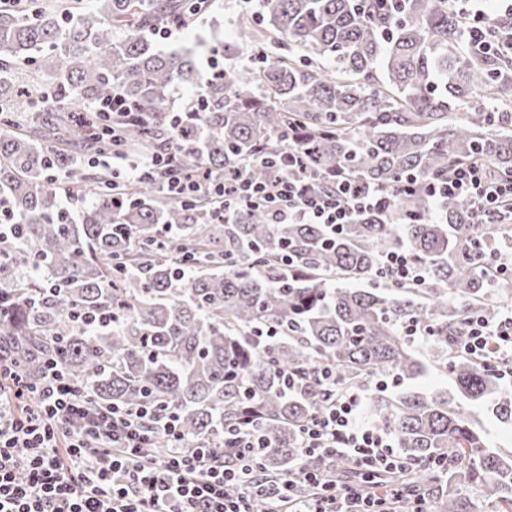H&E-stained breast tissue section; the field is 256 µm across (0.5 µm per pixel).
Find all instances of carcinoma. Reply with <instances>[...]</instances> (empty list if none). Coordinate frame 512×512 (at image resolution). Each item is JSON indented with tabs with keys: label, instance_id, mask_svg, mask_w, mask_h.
<instances>
[{
	"label": "carcinoma",
	"instance_id": "cac0c4a2",
	"mask_svg": "<svg viewBox=\"0 0 512 512\" xmlns=\"http://www.w3.org/2000/svg\"><path fill=\"white\" fill-rule=\"evenodd\" d=\"M205 2L23 0L0 10V209L12 224L0 236V343L31 379L60 359L96 406L157 397L187 445L220 448L256 432L268 478L297 464L329 478L351 472L342 457L299 454L323 391L292 393L283 371L330 366L338 386L392 378L400 388L372 393L367 412L408 464L392 478L401 504L474 512L467 486L512 512V448L490 447L455 402L482 400L512 421V391L494 368L453 353L469 316L493 322L512 304V283L476 257L511 244L512 225L474 223L464 198L434 209L428 191L460 161L512 173V60L471 55L448 0H260L267 36L245 19L236 37L267 61L224 69L206 107L182 114L178 138L168 91L200 76L189 55L154 52L142 31L187 24ZM116 22L130 30L114 35ZM34 51L52 78L44 100L88 107L118 93L136 113L70 125L103 151H174L184 171L264 182L283 171L265 159L292 147L325 191L337 173L410 187L334 236L323 224H277L265 209L215 224L211 199L172 200L156 175L84 176L65 202L49 175L74 158L20 132L18 114L35 102L10 75ZM396 250L426 265L422 284L350 286L378 279L381 255ZM75 310L108 320L88 326ZM409 320L430 329V356L403 336ZM432 367L455 392L404 386Z\"/></svg>",
	"mask_w": 512,
	"mask_h": 512
}]
</instances>
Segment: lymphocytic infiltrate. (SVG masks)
I'll return each mask as SVG.
<instances>
[{"mask_svg": "<svg viewBox=\"0 0 512 512\" xmlns=\"http://www.w3.org/2000/svg\"><path fill=\"white\" fill-rule=\"evenodd\" d=\"M463 24L470 51L512 59V0L493 11L464 14ZM161 189L185 201L201 193L220 201L229 193L240 207L266 208L279 222L324 224L332 231L348 223L353 211L390 198L388 190L360 187L339 174L333 189L324 192L314 178L294 172L270 183L241 177L229 187L202 173L188 174L168 178ZM429 191L436 199L467 198L479 224L497 207L512 205V177L476 163L456 164L447 180L430 183ZM381 266L391 286L421 284L427 272L402 250L384 254ZM457 350L473 359L496 356L499 379L512 385V308L494 325L468 317ZM317 383L332 397L307 423L302 454L343 456L367 474L403 470L390 434L362 417L366 387L337 388L329 368L318 371ZM160 433L168 440L161 451L154 444ZM261 445L251 431L240 432L238 463L228 466L222 449L182 445L175 414L155 399L132 411L100 408L56 360L46 361L37 384L0 361V512H250L248 498L258 489L268 512H379L363 483L326 484L319 494L296 496L299 484L318 480L299 466L266 484L253 464ZM230 484L240 487L239 496L227 494Z\"/></svg>", "mask_w": 512, "mask_h": 512, "instance_id": "f902f5d3", "label": "lymphocytic infiltrate"}]
</instances>
